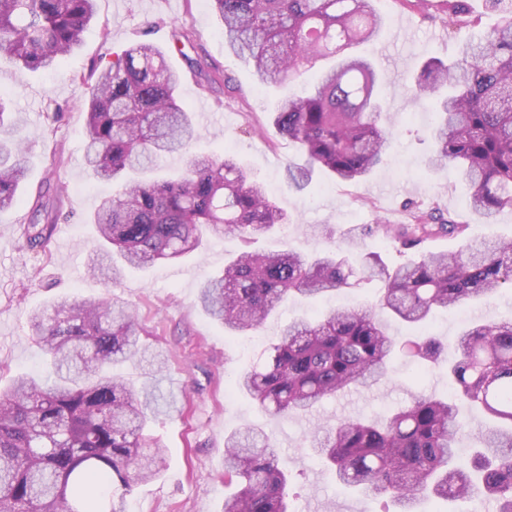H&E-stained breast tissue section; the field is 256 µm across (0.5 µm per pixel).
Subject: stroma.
<instances>
[{
	"instance_id": "stroma-1",
	"label": "stroma",
	"mask_w": 512,
	"mask_h": 512,
	"mask_svg": "<svg viewBox=\"0 0 512 512\" xmlns=\"http://www.w3.org/2000/svg\"><path fill=\"white\" fill-rule=\"evenodd\" d=\"M376 7L387 28L402 30L407 39L403 47L385 49L374 42L358 48L377 62L395 119L387 160L354 183L316 173L305 193L290 191L285 181V167L300 161L299 150L268 128L277 92L258 78L252 64L225 48L224 26L209 0H98L97 21L85 31L81 48L55 69L33 72L0 66V97L9 101L13 124L31 141L30 171L19 201L0 212V375L8 379L44 369L43 354L28 336L32 310L60 295L91 301L103 292L101 278L88 270L96 246L88 219L115 187L97 181L84 164L83 102L92 84V67L134 42L154 44L179 72L178 98L192 112L199 131L193 151L234 157L286 210L289 223L258 237L255 249L312 253L344 247L363 224L375 231L359 241L360 248L379 252L390 266L458 248L459 240L440 237L400 250L386 235L385 226L405 223L413 206L430 203L464 221L467 237L512 241V208L503 209L494 223H484L471 210L470 189L459 171L427 165L434 151L430 128L435 114L413 97L411 77L427 59L453 58L459 37L448 33L437 0L416 10L402 8L396 0H377ZM181 26L195 34L194 48L184 54L172 38ZM40 196L58 218L47 246L33 251L26 246L24 229ZM320 224L329 225L330 237L316 236ZM241 248L239 238L213 234L198 254L180 262L126 270L115 290L135 308L150 352L166 359L158 373L146 359L115 369L136 388L155 386L165 396L149 424L154 442L164 451L165 468L159 477L132 485L126 512H223L229 494L224 487V436L244 425L264 430L277 446L296 512H390L391 502L338 484L310 449V434L315 425L344 418L384 420L420 395L449 398L446 372L423 370L416 358L401 350L391 362L389 380L339 394L308 413L270 415L234 389L237 375L258 362L283 324L314 316L328 303H375L378 286L362 284L328 302L291 299L260 330L234 336L205 313L198 294L202 283L221 274ZM474 319L512 321V288L438 309L426 329L446 344L445 355L451 358L458 335Z\"/></svg>"
}]
</instances>
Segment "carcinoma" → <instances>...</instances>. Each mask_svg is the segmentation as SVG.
Returning <instances> with one entry per match:
<instances>
[{"label": "carcinoma", "mask_w": 512, "mask_h": 512, "mask_svg": "<svg viewBox=\"0 0 512 512\" xmlns=\"http://www.w3.org/2000/svg\"><path fill=\"white\" fill-rule=\"evenodd\" d=\"M96 2L0 0V63L55 67L80 47ZM210 2L225 46L282 90L272 126L305 156L285 169L290 189L305 190L316 169L352 183L384 163L394 119L372 60L349 52L378 38L385 21L375 0ZM439 2L448 30L467 34L454 58L428 59L412 77L415 98L438 115L428 166H456L470 186L471 208L490 224L512 207V8L495 0L497 22L482 31L466 0ZM327 56L335 65L308 92L290 90L301 65ZM179 83L163 53L140 43L115 54L90 87L85 163L96 179L120 186L90 217L101 242L89 271L105 276L109 291L93 302L60 298L29 319L47 371L19 374L0 388V512H125L124 495L109 493L112 484L127 491L131 482L161 473L162 449L144 434L157 396L111 372L146 351L134 309L110 292L121 276L118 261L148 268L200 250L210 233L247 244L288 223L264 185L227 156L192 154L181 175L127 178L187 152L196 140L191 114L176 95ZM28 166L26 139L0 138V211L16 204ZM52 224L33 213L24 232L29 249L47 244ZM466 228L439 208L417 205L395 240L412 249L432 238L459 239ZM373 281L380 283V310L423 326L438 308L512 288V243L465 242L397 267L376 252L244 250L204 281L199 302L214 320L247 333L291 295L319 298ZM405 347L434 362L441 344L427 335ZM399 349L373 308H331L282 326L263 361L240 374L236 386L265 411L291 416L386 378ZM457 351L448 365L456 402L419 396L382 422L346 418L316 428L313 447L339 483L367 497L387 495L400 512H413L410 503L420 496L491 498L496 512H512V322L471 325ZM462 407L489 419L481 447L467 458L458 453ZM224 483L237 486L224 512H288V472L260 429L225 437Z\"/></svg>", "instance_id": "cac0c4a2"}]
</instances>
